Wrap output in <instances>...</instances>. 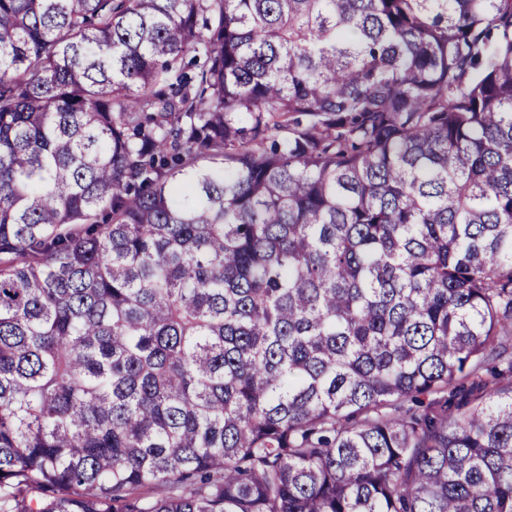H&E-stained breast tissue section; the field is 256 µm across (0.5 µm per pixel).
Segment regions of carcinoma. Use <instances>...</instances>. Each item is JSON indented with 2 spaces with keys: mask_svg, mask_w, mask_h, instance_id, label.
Wrapping results in <instances>:
<instances>
[{
  "mask_svg": "<svg viewBox=\"0 0 512 512\" xmlns=\"http://www.w3.org/2000/svg\"><path fill=\"white\" fill-rule=\"evenodd\" d=\"M0 512H512V0H0Z\"/></svg>",
  "mask_w": 512,
  "mask_h": 512,
  "instance_id": "carcinoma-1",
  "label": "carcinoma"
}]
</instances>
